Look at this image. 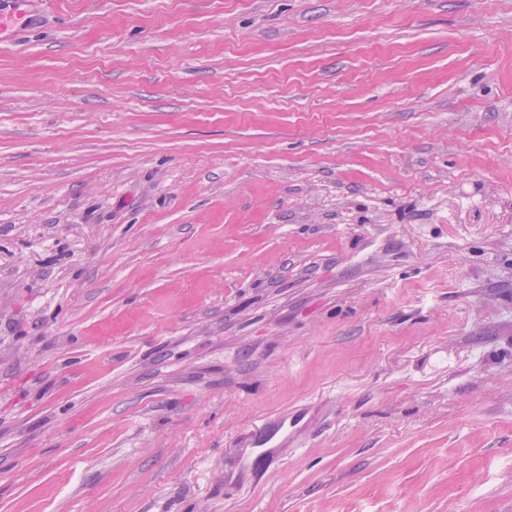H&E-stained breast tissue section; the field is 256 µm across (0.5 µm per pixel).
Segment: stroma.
<instances>
[{"label": "stroma", "mask_w": 512, "mask_h": 512, "mask_svg": "<svg viewBox=\"0 0 512 512\" xmlns=\"http://www.w3.org/2000/svg\"><path fill=\"white\" fill-rule=\"evenodd\" d=\"M28 24L0 43V512H512V0ZM286 438H288V416L274 420L268 428L256 433L252 439L251 448H268L264 453H269L271 448H278Z\"/></svg>", "instance_id": "stroma-1"}]
</instances>
